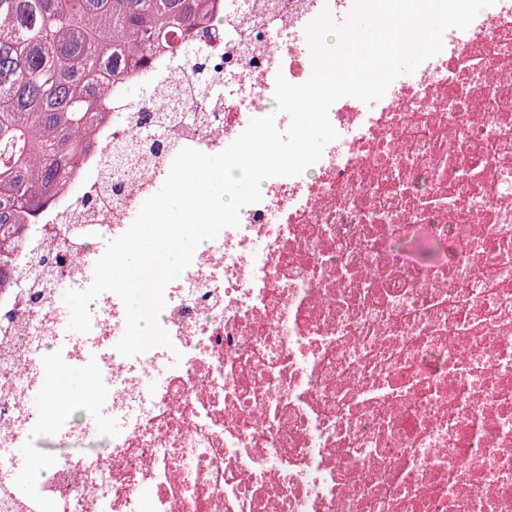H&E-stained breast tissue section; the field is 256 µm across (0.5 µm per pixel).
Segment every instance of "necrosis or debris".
<instances>
[{
  "mask_svg": "<svg viewBox=\"0 0 512 512\" xmlns=\"http://www.w3.org/2000/svg\"><path fill=\"white\" fill-rule=\"evenodd\" d=\"M353 5L224 0L215 119L169 132L91 236L123 234L182 149L221 152L265 116L276 75L305 82L306 26ZM329 120L320 159L263 182L166 287L170 347L119 354L111 292L69 331L59 297L91 285L96 251L54 252L47 293L21 278L0 300V512H512V0ZM102 176L93 158L30 251L69 235ZM421 237L436 260L406 249ZM68 365L76 415L39 416L33 391ZM38 440L78 448L18 455Z\"/></svg>",
  "mask_w": 512,
  "mask_h": 512,
  "instance_id": "necrosis-or-debris-1",
  "label": "necrosis or debris"
}]
</instances>
